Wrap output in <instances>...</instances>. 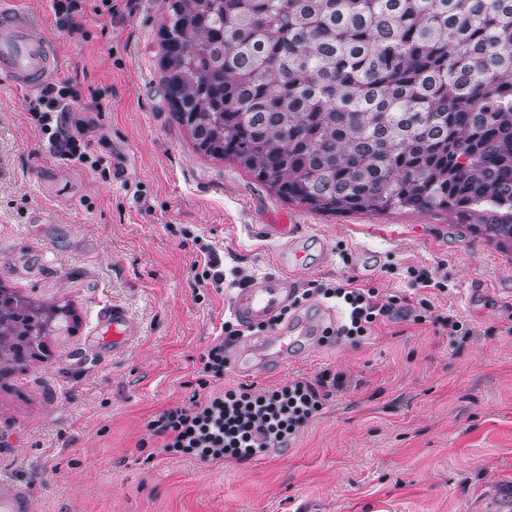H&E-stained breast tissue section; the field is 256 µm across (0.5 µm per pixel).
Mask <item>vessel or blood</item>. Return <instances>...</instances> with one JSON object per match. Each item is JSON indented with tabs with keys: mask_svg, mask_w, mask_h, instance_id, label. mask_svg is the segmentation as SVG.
<instances>
[{
	"mask_svg": "<svg viewBox=\"0 0 512 512\" xmlns=\"http://www.w3.org/2000/svg\"><path fill=\"white\" fill-rule=\"evenodd\" d=\"M57 72L56 54L46 39L33 34L25 13L7 4L0 6V81L22 90H36ZM291 255L289 244L279 252L272 271L237 289L231 301L236 319L251 325L265 323L287 306L295 286L292 274L297 268ZM102 327L111 333L116 350L133 335L125 311L118 306L113 307ZM304 334V328L293 323L260 337L259 343L265 351L282 355ZM28 502L29 494L23 486L0 481V512H27Z\"/></svg>",
	"mask_w": 512,
	"mask_h": 512,
	"instance_id": "1",
	"label": "vessel or blood"
}]
</instances>
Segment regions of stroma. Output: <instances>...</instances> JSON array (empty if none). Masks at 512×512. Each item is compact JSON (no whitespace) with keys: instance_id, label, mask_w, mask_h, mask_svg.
I'll use <instances>...</instances> for the list:
<instances>
[{"instance_id":"stroma-1","label":"stroma","mask_w":512,"mask_h":512,"mask_svg":"<svg viewBox=\"0 0 512 512\" xmlns=\"http://www.w3.org/2000/svg\"><path fill=\"white\" fill-rule=\"evenodd\" d=\"M77 33L51 0H17L58 53L83 106L101 105L93 156L109 171L49 155L26 91L0 82V287L65 307L41 360L0 377V477L23 485L30 512H507L512 506V252L447 217L414 212L329 216L272 195L229 161L200 155L165 100L163 0H116ZM273 224L318 236L297 284L356 276L411 292L407 268L447 278L433 315L474 326L451 345L432 322L306 342L288 364L253 376L225 353L224 383L262 390L343 373L292 447L204 464L159 452L149 427L185 404L192 356L230 317L233 282L272 270ZM224 258L223 290L196 287L195 238ZM486 290L470 297L473 283ZM137 332L120 353L95 333L113 306Z\"/></svg>"}]
</instances>
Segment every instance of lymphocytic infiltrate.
Returning <instances> with one entry per match:
<instances>
[{"mask_svg":"<svg viewBox=\"0 0 512 512\" xmlns=\"http://www.w3.org/2000/svg\"><path fill=\"white\" fill-rule=\"evenodd\" d=\"M79 95L71 80L47 84L36 98L27 100L26 110L48 137L47 150L63 162L91 163L105 167L104 158H91L89 133L95 123L75 117ZM415 296H382L372 288L356 285L353 279L334 283L311 281L296 293L293 307L313 297L335 300L344 317L336 335L364 337L382 324L398 319L416 322L426 319L433 308L424 289L444 290V281L418 272L410 281ZM244 329L242 324L225 321L221 333L193 359L188 404L170 407L149 423L161 439L167 454L188 455L201 462L245 461L272 448L291 447L299 429L323 409L332 392L343 389L342 374L325 372L309 380L296 378L264 391L248 385L213 391L214 382L224 377V351Z\"/></svg>","mask_w":512,"mask_h":512,"instance_id":"1","label":"lymphocytic infiltrate"}]
</instances>
